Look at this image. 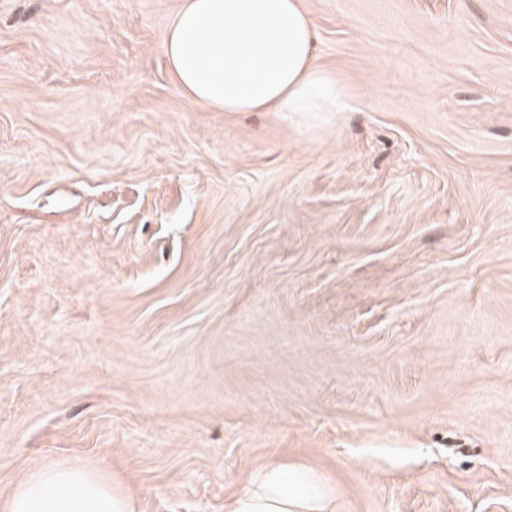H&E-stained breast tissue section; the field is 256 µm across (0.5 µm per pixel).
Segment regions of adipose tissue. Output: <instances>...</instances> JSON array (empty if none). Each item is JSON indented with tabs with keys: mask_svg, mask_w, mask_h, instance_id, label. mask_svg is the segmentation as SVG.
Wrapping results in <instances>:
<instances>
[{
	"mask_svg": "<svg viewBox=\"0 0 512 512\" xmlns=\"http://www.w3.org/2000/svg\"><path fill=\"white\" fill-rule=\"evenodd\" d=\"M314 20L302 0H179L163 52L179 86L216 112H342L348 86L317 62ZM305 470L272 462L224 512H327ZM0 512H136L117 478L80 462L31 469Z\"/></svg>",
	"mask_w": 512,
	"mask_h": 512,
	"instance_id": "ef3b65f1",
	"label": "adipose tissue"
}]
</instances>
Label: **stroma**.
<instances>
[{
	"label": "stroma",
	"instance_id": "35a3bbf8",
	"mask_svg": "<svg viewBox=\"0 0 512 512\" xmlns=\"http://www.w3.org/2000/svg\"><path fill=\"white\" fill-rule=\"evenodd\" d=\"M176 2L0 0V497L512 512V0H304L319 116L188 98ZM328 493L305 470L274 461L224 504L225 512H330ZM2 512H136V500L117 478L80 462L31 469L6 498Z\"/></svg>",
	"mask_w": 512,
	"mask_h": 512
}]
</instances>
